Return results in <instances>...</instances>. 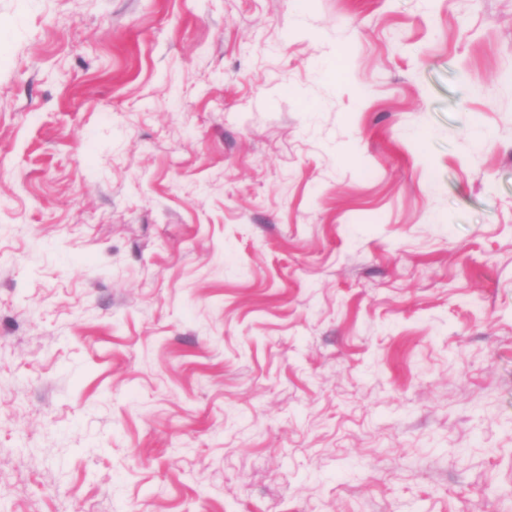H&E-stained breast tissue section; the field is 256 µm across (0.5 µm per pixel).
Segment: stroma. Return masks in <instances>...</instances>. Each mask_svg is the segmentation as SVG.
I'll use <instances>...</instances> for the list:
<instances>
[{
    "label": "stroma",
    "mask_w": 512,
    "mask_h": 512,
    "mask_svg": "<svg viewBox=\"0 0 512 512\" xmlns=\"http://www.w3.org/2000/svg\"><path fill=\"white\" fill-rule=\"evenodd\" d=\"M0 512H512V0H0Z\"/></svg>",
    "instance_id": "stroma-1"
}]
</instances>
